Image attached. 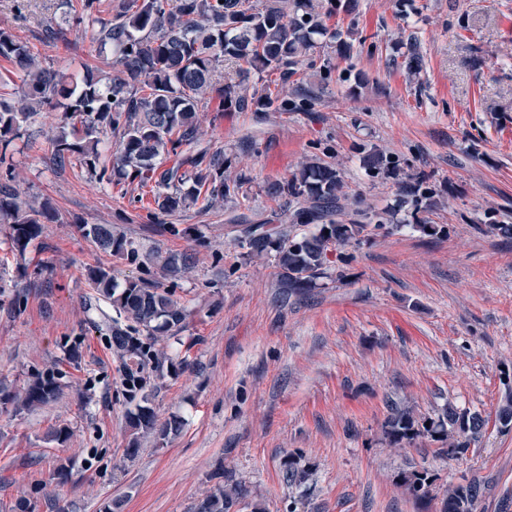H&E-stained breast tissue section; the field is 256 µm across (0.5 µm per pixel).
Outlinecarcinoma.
I'll list each match as a JSON object with an SVG mask.
<instances>
[{
  "mask_svg": "<svg viewBox=\"0 0 512 512\" xmlns=\"http://www.w3.org/2000/svg\"><path fill=\"white\" fill-rule=\"evenodd\" d=\"M99 0H81V14L49 24L46 39L54 41L65 34L64 24L72 21L89 34L99 50L112 54V74L106 77L88 72L68 76L43 65L39 53L11 31L0 29V58L18 68L23 89L18 96L0 94V147L6 149L21 135L32 117L43 110L61 112L62 131L52 139L54 159L63 164L76 158L97 180L112 181L106 170H97L100 145L115 133L119 145L113 167L122 179L138 187L155 189L154 203L159 214H172L203 200L208 205L242 188V178L224 179V155L206 151L188 153L184 147L198 140L197 113L214 103L215 112L235 106L254 112L285 110L286 99L266 89L249 88L251 73H278L287 82L290 68L318 48L339 47L347 56L353 25L331 28L327 20L341 9L355 11L356 4L336 5V0L318 4L313 0H120L109 18L99 15ZM420 53L415 41L407 43L403 66L414 74L420 69ZM235 66L236 77H217L224 64ZM175 164L163 167L166 160ZM365 166L374 174L397 177L382 154L370 151ZM399 206L406 209L410 226L426 236L445 232L429 224L419 214L438 205L437 194L426 179L415 177L412 184L399 186ZM272 197L301 198L308 208V223L316 230L300 237H289L281 229L258 231L242 229L249 254L262 257L275 252L283 296L312 288L324 274L331 248L360 242L368 225L359 220L344 223V182L339 169L325 163H311L284 182L267 186ZM58 220L49 202H36L20 196L13 186H0V223L19 254L42 233V225ZM82 232L101 249L136 263L138 251L125 238L115 235L108 224L82 226ZM88 280L112 312L98 309L93 326L105 336L112 354L120 362L121 386L134 398L163 370L167 356L155 348L157 334L174 337L185 326L188 308L161 285H150L140 278L125 280L116 291L112 269L97 266L87 270ZM61 392L60 373L54 370L33 373L18 391L3 390L0 404L16 411L45 406ZM502 430L512 429V391L505 394L496 410ZM135 434L126 459L140 453L139 433L165 439L179 431L177 416L158 422L154 411L137 406L127 415ZM487 420L478 412L447 406L435 418H419L397 403L389 404L383 434L390 447L404 449L422 437L441 444L438 452L458 458L481 440ZM302 454L290 452L283 463L284 479L290 487H302L313 475L310 465L301 464ZM436 475L413 467L397 475V485L415 500L428 498ZM480 482L448 485L439 512H477ZM248 488L223 475L193 506L192 512H265L258 501H248Z\"/></svg>",
  "mask_w": 512,
  "mask_h": 512,
  "instance_id": "cac0c4a2",
  "label": "carcinoma"
}]
</instances>
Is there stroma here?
I'll list each match as a JSON object with an SVG mask.
<instances>
[{"instance_id": "35a3bbf8", "label": "stroma", "mask_w": 512, "mask_h": 512, "mask_svg": "<svg viewBox=\"0 0 512 512\" xmlns=\"http://www.w3.org/2000/svg\"><path fill=\"white\" fill-rule=\"evenodd\" d=\"M348 60L361 74L325 81L302 60L290 85L316 93L283 112L227 109L200 115L191 151L220 150L224 173L245 176L242 194L196 205L153 223L135 186L107 185L79 162L60 168L50 140L55 111L38 113L0 164L21 195L49 200L61 220L44 225L25 255L0 232V383L22 387L30 374L59 363L63 393L31 413L0 411V512L31 495L69 512H190L220 468L245 484L267 512L288 496L300 512H438L448 484L477 478L483 512L512 502V430L493 416L512 379V241L484 233L512 224V0H356ZM62 0H0V28L28 41L44 65L68 75L111 69L110 53L68 30L43 43L60 21ZM422 58L416 75L398 64L408 37ZM390 156L392 179L371 174L370 149ZM340 164L356 209L381 213L398 182L426 175L441 200L427 213L444 226L431 240L411 227L375 229L337 250L316 287L282 300L274 255H249L243 223L288 224L311 232L306 204L271 197L268 184L307 160ZM83 224H109L139 252L131 264L82 235ZM191 255L175 278L164 261ZM111 268L117 282L140 277L174 289L191 311L172 357L144 391L159 420L179 416L163 446L141 445L127 460L119 362L92 325L89 267ZM79 358L69 362L68 350ZM436 417L446 405L488 416L480 442L459 458L418 439L397 453L382 439L388 402ZM66 439H57L58 429ZM298 451L315 466L306 488L283 480L282 461ZM76 465L67 483L51 480L61 461ZM434 471V500L419 506L395 485L402 469Z\"/></svg>"}]
</instances>
